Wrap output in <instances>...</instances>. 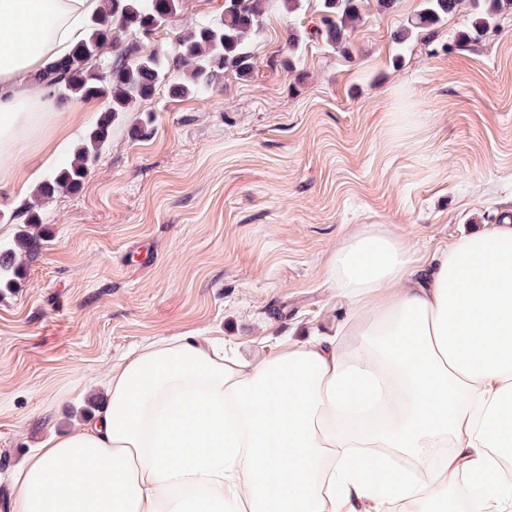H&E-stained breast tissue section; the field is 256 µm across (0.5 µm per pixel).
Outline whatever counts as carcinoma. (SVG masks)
Returning a JSON list of instances; mask_svg holds the SVG:
<instances>
[{
    "instance_id": "obj_1",
    "label": "carcinoma",
    "mask_w": 512,
    "mask_h": 512,
    "mask_svg": "<svg viewBox=\"0 0 512 512\" xmlns=\"http://www.w3.org/2000/svg\"><path fill=\"white\" fill-rule=\"evenodd\" d=\"M303 2L223 0L210 19L177 34L169 55L144 51L140 38L166 26L181 11L183 0H106L104 13L89 21L85 37L67 55L49 63L41 77L56 102L101 99L105 109L71 159L36 188V203L27 209L28 225L13 244L0 246V289L17 286L25 257L37 247L31 229L39 223V204L60 191L81 188L112 127L126 112L151 97L160 85L176 99L201 97L227 72L249 76L253 71L250 47L260 34L264 16L275 8L297 13ZM457 5L458 0H422L418 13L394 32L393 42L405 46L415 33L447 19ZM507 12H512V0H478L463 42H479ZM319 13L315 35L332 49L347 51L360 22L358 0H319Z\"/></svg>"
}]
</instances>
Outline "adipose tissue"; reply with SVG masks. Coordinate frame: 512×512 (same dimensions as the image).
Returning <instances> with one entry per match:
<instances>
[{
  "label": "adipose tissue",
  "mask_w": 512,
  "mask_h": 512,
  "mask_svg": "<svg viewBox=\"0 0 512 512\" xmlns=\"http://www.w3.org/2000/svg\"><path fill=\"white\" fill-rule=\"evenodd\" d=\"M105 0H0V181L27 197L62 112L38 76ZM334 335L246 356L205 336L113 365L90 421L11 474L10 512H512V224L418 256L348 234Z\"/></svg>",
  "instance_id": "1"
}]
</instances>
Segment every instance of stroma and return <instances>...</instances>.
<instances>
[{"instance_id":"1","label":"stroma","mask_w":512,"mask_h":512,"mask_svg":"<svg viewBox=\"0 0 512 512\" xmlns=\"http://www.w3.org/2000/svg\"><path fill=\"white\" fill-rule=\"evenodd\" d=\"M421 3L360 0L349 53L309 39L292 65L288 33L310 31L319 2L269 12L250 77L202 99L159 87L78 191L39 206L38 248L0 295V512L9 471L83 423L142 343L200 334L245 353L333 332L345 307L324 268L348 230L388 228L429 253L512 216V14L464 45L461 0L397 49ZM214 11L187 0L147 49Z\"/></svg>"}]
</instances>
